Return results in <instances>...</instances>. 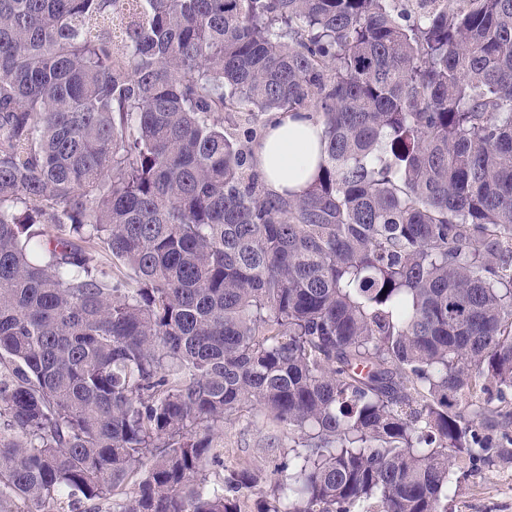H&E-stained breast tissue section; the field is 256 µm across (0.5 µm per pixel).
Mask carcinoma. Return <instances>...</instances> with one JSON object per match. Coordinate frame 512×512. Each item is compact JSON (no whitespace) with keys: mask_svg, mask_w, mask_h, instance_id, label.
<instances>
[{"mask_svg":"<svg viewBox=\"0 0 512 512\" xmlns=\"http://www.w3.org/2000/svg\"><path fill=\"white\" fill-rule=\"evenodd\" d=\"M511 396L512 0H0V512H448ZM246 405L267 491L207 476ZM305 114H281L254 148V164L269 194L302 195L316 172L321 127ZM293 431L255 408H244L224 422L223 436L216 439L212 452L224 467L211 465V481L219 482L228 471L247 465L261 472L269 485L288 473L281 472L291 450Z\"/></svg>","mask_w":512,"mask_h":512,"instance_id":"1","label":"carcinoma"}]
</instances>
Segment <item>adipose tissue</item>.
Returning <instances> with one entry per match:
<instances>
[{
	"label": "adipose tissue",
	"mask_w": 512,
	"mask_h": 512,
	"mask_svg": "<svg viewBox=\"0 0 512 512\" xmlns=\"http://www.w3.org/2000/svg\"><path fill=\"white\" fill-rule=\"evenodd\" d=\"M320 132V126L301 113L280 116L267 126L254 148V164L269 194H303L319 163Z\"/></svg>",
	"instance_id": "adipose-tissue-1"
}]
</instances>
